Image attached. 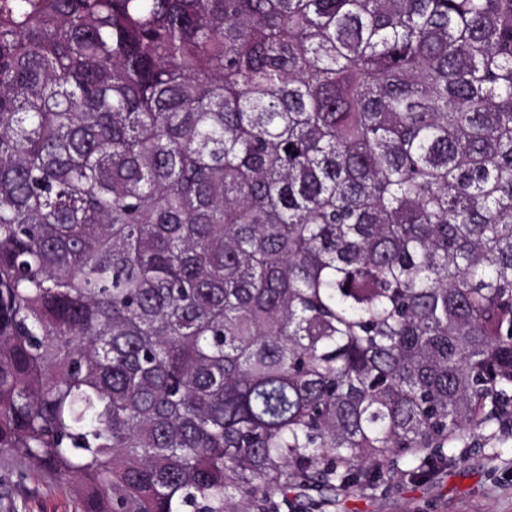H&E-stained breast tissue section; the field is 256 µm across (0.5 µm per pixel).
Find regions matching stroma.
<instances>
[{
  "instance_id": "obj_1",
  "label": "stroma",
  "mask_w": 512,
  "mask_h": 512,
  "mask_svg": "<svg viewBox=\"0 0 512 512\" xmlns=\"http://www.w3.org/2000/svg\"><path fill=\"white\" fill-rule=\"evenodd\" d=\"M71 486L21 460L0 457V512H81ZM322 512H512V439L475 441L464 462L402 476L389 492L338 497Z\"/></svg>"
}]
</instances>
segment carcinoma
I'll use <instances>...</instances> for the list:
<instances>
[{
	"instance_id": "cac0c4a2",
	"label": "carcinoma",
	"mask_w": 512,
	"mask_h": 512,
	"mask_svg": "<svg viewBox=\"0 0 512 512\" xmlns=\"http://www.w3.org/2000/svg\"><path fill=\"white\" fill-rule=\"evenodd\" d=\"M512 436V0H0V454L83 512H281Z\"/></svg>"
}]
</instances>
